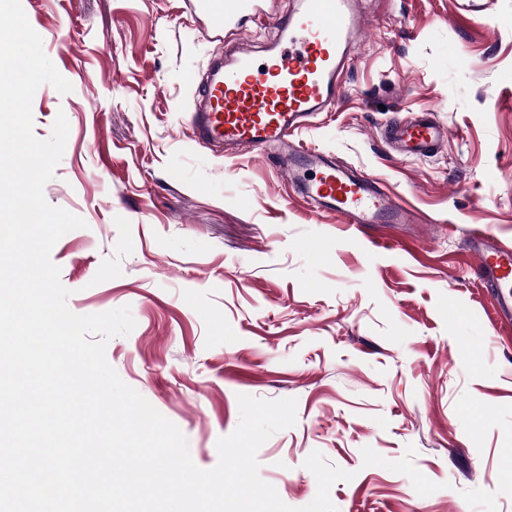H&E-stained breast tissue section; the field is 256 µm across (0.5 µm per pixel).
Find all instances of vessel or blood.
<instances>
[{
    "instance_id": "1",
    "label": "vessel or blood",
    "mask_w": 512,
    "mask_h": 512,
    "mask_svg": "<svg viewBox=\"0 0 512 512\" xmlns=\"http://www.w3.org/2000/svg\"><path fill=\"white\" fill-rule=\"evenodd\" d=\"M362 0H291L287 10L266 0H183L224 44L197 91L191 115L194 140L225 156L257 153L271 160L288 185L313 209L344 224H415L408 204L375 178L338 162L332 154L297 141L298 131L332 109L353 48L367 21ZM267 24L273 37L255 49L244 35L249 24ZM447 126L431 114L392 122L385 137L403 160L437 151ZM482 287L495 291L494 313L512 320V248L487 234L468 239Z\"/></svg>"
}]
</instances>
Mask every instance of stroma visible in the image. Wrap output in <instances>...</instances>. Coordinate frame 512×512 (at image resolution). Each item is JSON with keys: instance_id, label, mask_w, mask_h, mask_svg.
<instances>
[{"instance_id": "1", "label": "stroma", "mask_w": 512, "mask_h": 512, "mask_svg": "<svg viewBox=\"0 0 512 512\" xmlns=\"http://www.w3.org/2000/svg\"><path fill=\"white\" fill-rule=\"evenodd\" d=\"M72 85L34 95V133L69 135L46 201L81 217L54 246L77 315L130 307L106 358L186 436L194 463L241 394L297 401L258 450L289 506L312 451L351 472L338 512H512V328L465 237L512 245V0H370L335 108L300 140L372 175L417 224L354 229L315 213L264 158L218 156L189 127L216 45L181 0H21ZM429 112L450 136L420 160L383 129ZM384 240L381 248L372 247Z\"/></svg>"}]
</instances>
